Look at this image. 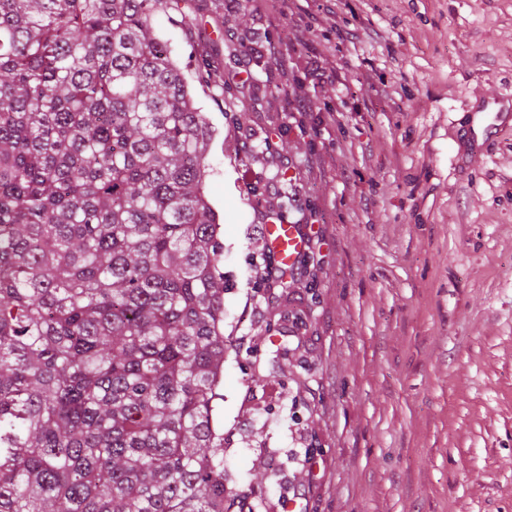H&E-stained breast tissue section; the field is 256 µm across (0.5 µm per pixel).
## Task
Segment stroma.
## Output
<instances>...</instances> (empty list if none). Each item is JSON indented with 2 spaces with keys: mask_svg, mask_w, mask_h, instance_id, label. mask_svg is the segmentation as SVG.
I'll list each match as a JSON object with an SVG mask.
<instances>
[{
  "mask_svg": "<svg viewBox=\"0 0 512 512\" xmlns=\"http://www.w3.org/2000/svg\"><path fill=\"white\" fill-rule=\"evenodd\" d=\"M211 3L152 26L212 129L232 487L257 512H512V112L471 128L512 93V0ZM269 187L309 238L284 286Z\"/></svg>",
  "mask_w": 512,
  "mask_h": 512,
  "instance_id": "35a3bbf8",
  "label": "stroma"
}]
</instances>
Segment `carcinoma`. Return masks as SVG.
I'll return each mask as SVG.
<instances>
[{"mask_svg": "<svg viewBox=\"0 0 512 512\" xmlns=\"http://www.w3.org/2000/svg\"><path fill=\"white\" fill-rule=\"evenodd\" d=\"M164 0H0V512H245L211 138Z\"/></svg>", "mask_w": 512, "mask_h": 512, "instance_id": "cac0c4a2", "label": "carcinoma"}]
</instances>
